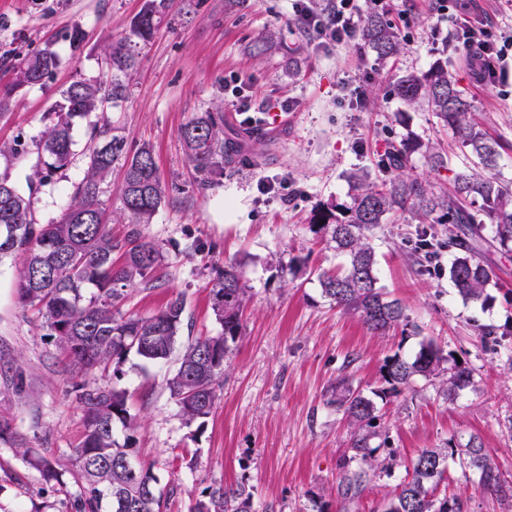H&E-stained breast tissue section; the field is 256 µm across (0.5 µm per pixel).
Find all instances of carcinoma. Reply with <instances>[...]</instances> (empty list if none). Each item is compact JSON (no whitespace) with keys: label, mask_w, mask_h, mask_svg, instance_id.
<instances>
[{"label":"carcinoma","mask_w":512,"mask_h":512,"mask_svg":"<svg viewBox=\"0 0 512 512\" xmlns=\"http://www.w3.org/2000/svg\"><path fill=\"white\" fill-rule=\"evenodd\" d=\"M173 5L174 0H143L131 20L132 35L139 43L153 37ZM361 41L380 60L396 56L401 49L396 31L379 14L365 17ZM137 47L138 43L128 38L109 41L105 58L110 78L77 80L63 90L64 104L50 117L39 141L38 149L46 157L45 170L34 173L39 181L69 165L75 145L74 119L102 112L108 106L118 108L127 100L126 78L138 63ZM59 64L58 53L49 46L32 56L17 58L12 83L0 90V112L8 109L16 90L44 85ZM395 90L407 108L433 113L454 140L477 159V168L456 172L448 190L434 192L405 169L418 152L425 155L432 169L445 167L442 149L410 133L379 161L381 170L391 177L377 180L364 172L354 173L350 176V202H330L313 214L311 223L346 258L341 269L319 275L322 295L359 315L377 335L405 320L402 304L387 298L377 286L376 257L369 242L373 229L391 216L410 212L420 224H460L477 237L489 223L492 242L512 251V183L497 173L503 145L482 128L449 72L448 60H436L423 73L400 76ZM180 137L190 162L204 179L223 175L222 114L204 112L192 118L181 127ZM90 140L84 175L70 204L45 224L33 222L30 199L12 183L0 184V258L21 256L17 283L21 300L38 309L48 336L81 370L105 371L111 367L117 374L131 352L145 362L169 358L183 328L185 304L177 296L150 317L121 312L125 287L152 281L161 262L160 247L142 236L138 225L152 223L166 201L168 186L151 148L144 146L128 154L124 137L107 125L93 127ZM119 161L123 168L121 207L110 211L101 200L102 185ZM125 219L134 228L119 244L112 239L110 224ZM448 244L457 249L448 269L457 293L466 302L486 303L488 288L497 286L491 268L467 239L456 236ZM243 267L241 261L224 264L210 289L222 333L188 342L167 380L179 416L187 424L211 413L229 343L241 335L242 312L250 297ZM87 288L95 292L86 300L83 291ZM380 371L392 394L399 393L414 377L423 376L436 382L443 395L452 400L471 382V372L431 341L421 344L411 359L397 353L387 357ZM76 391L86 413V430L74 449L73 476L82 490L74 503L75 512H161L163 488L153 468L140 462L133 449L115 437V423L133 426L125 391L86 381L77 384ZM340 406L352 428L355 455L340 464L337 494L352 500L367 472L382 465L377 449L371 446L377 435L378 415L373 400L356 390H348ZM0 440L11 441L46 482L59 479L54 464L15 439L5 420H0ZM460 454L467 467L478 473L482 488L502 499H512V483L502 479L479 437H470ZM353 461L359 470H349ZM447 461L448 449H423L411 462V479L386 504L384 512H467L462 497L435 495ZM251 498L242 486H220L197 502L195 512H251ZM105 501L107 511L103 510Z\"/></svg>","instance_id":"obj_1"}]
</instances>
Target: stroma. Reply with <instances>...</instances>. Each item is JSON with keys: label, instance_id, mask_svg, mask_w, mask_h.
I'll return each instance as SVG.
<instances>
[{"label": "stroma", "instance_id": "stroma-1", "mask_svg": "<svg viewBox=\"0 0 512 512\" xmlns=\"http://www.w3.org/2000/svg\"><path fill=\"white\" fill-rule=\"evenodd\" d=\"M141 3L0 0V54L31 55L50 43L63 57L43 87L19 92L0 115V142L24 144L21 154L0 157V178L31 199L35 223L44 224L75 192L92 125L115 127L129 149L150 146L169 192L141 232L160 245L163 261L153 283L128 289L122 310L147 317L182 295L186 325L179 345L221 333L211 281L225 262L245 263L252 299L204 424L188 425L178 416L166 385L175 359L150 364L131 354L120 373L94 375L127 393L135 425L116 427L115 435L152 464L168 489L162 512H194L197 500L219 486L249 490L253 512H383L422 449H456L473 435L512 482V252L478 242L497 286L486 304L467 303L448 277L455 254L448 236L459 226L432 225L440 259L425 272L414 255L421 225L408 217L379 225L370 236L378 285L401 302L407 321L376 336L357 315L323 297L320 274L344 258L310 225L322 204L348 202L351 173L381 177V156L407 134L445 150L443 169H431L420 153L408 166L434 190L472 168V157L432 113L407 110L393 94L398 76L425 72L440 57L452 65L480 122L504 143L498 171L512 180V49L504 50L496 76L479 86L452 23L440 21L433 0H358L361 15L382 13L397 28L402 50L384 61L355 44L323 43L297 22V0H178L175 24L160 25L141 47L127 101L77 119L70 165L50 184H39L37 143L50 107L73 80L108 77L103 45L129 36ZM463 14L512 35V0H468ZM75 25L87 33L76 54L65 39ZM239 77L245 95L279 113L281 127L240 126L231 110ZM204 112L223 113L224 139L237 150L235 163L207 186L179 135ZM266 176L281 181L280 193L262 190ZM19 267L18 259L0 260V417L55 464L60 478L44 482L16 448L0 443V512H72L81 491L71 474L73 450L86 424L75 386L86 375L47 336L38 311L20 300ZM483 326L494 336H480ZM429 340L460 357L471 384L453 400L422 377L384 394V360L414 357ZM342 381L374 397L379 435L372 444L391 461L369 473L350 502L337 495L339 464L352 454L336 402ZM436 494L466 498L470 512H512V503L481 489L476 473L455 456Z\"/></svg>", "mask_w": 512, "mask_h": 512}]
</instances>
